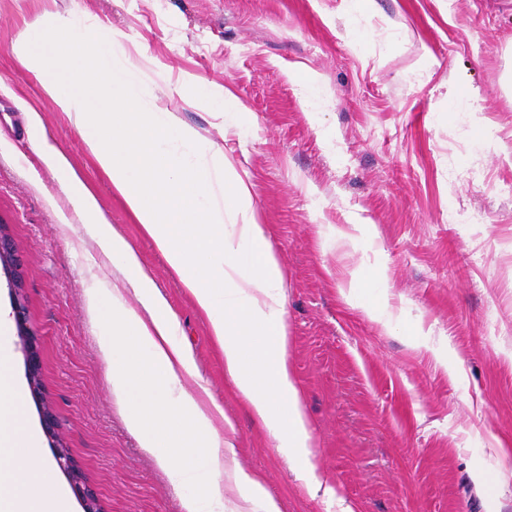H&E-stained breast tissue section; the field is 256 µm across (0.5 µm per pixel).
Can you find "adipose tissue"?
<instances>
[{
    "label": "adipose tissue",
    "instance_id": "1",
    "mask_svg": "<svg viewBox=\"0 0 512 512\" xmlns=\"http://www.w3.org/2000/svg\"><path fill=\"white\" fill-rule=\"evenodd\" d=\"M24 65L80 131L96 164L137 224L165 259L171 275L205 318L224 354L233 392L281 450L311 496H334L311 462L312 429L288 361L285 277L260 224L250 176L223 150L203 141L175 113L151 107L153 92L131 79L133 63L119 33L99 22L54 17L34 23L23 39ZM43 163L62 176L75 212L122 279L96 300L109 339L104 353L118 393L135 389L128 416L144 448L177 485L193 483L185 512L223 503L224 484L247 490L260 512H281L258 479L234 466L221 430L226 416L208 388L181 387L195 377L189 350L173 340L178 321L137 251L99 216L92 191L46 136L36 140ZM133 293L139 310L123 303ZM22 392L0 370V512H71L66 491L48 473L31 470L39 444L26 421Z\"/></svg>",
    "mask_w": 512,
    "mask_h": 512
}]
</instances>
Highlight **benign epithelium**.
I'll list each match as a JSON object with an SVG mask.
<instances>
[{
  "label": "benign epithelium",
  "instance_id": "obj_1",
  "mask_svg": "<svg viewBox=\"0 0 512 512\" xmlns=\"http://www.w3.org/2000/svg\"><path fill=\"white\" fill-rule=\"evenodd\" d=\"M22 259L14 240L0 225V271L8 278L9 288L13 295V315L16 321L18 335L22 342V350L30 363L28 383L31 392L39 396L42 394L41 378L36 361V346L38 330L30 325L26 316L25 282L21 275ZM42 418L48 433L56 439L55 462L66 473L73 485L77 488L83 512H102L96 496L82 484L81 477L75 468L68 448L62 440L58 439L55 418L52 410L42 406Z\"/></svg>",
  "mask_w": 512,
  "mask_h": 512
}]
</instances>
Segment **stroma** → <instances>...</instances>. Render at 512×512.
Segmentation results:
<instances>
[{"instance_id":"obj_1","label":"stroma","mask_w":512,"mask_h":512,"mask_svg":"<svg viewBox=\"0 0 512 512\" xmlns=\"http://www.w3.org/2000/svg\"><path fill=\"white\" fill-rule=\"evenodd\" d=\"M47 13L120 31L157 106L249 173L287 282L288 358L323 481L354 512H512V0H374L368 11L351 0H0V224L25 259L44 402L5 286L0 314L39 430L35 464L68 484L45 403L103 512H185L194 492L126 423L131 403L113 388L90 308L121 273L39 159L30 112L177 313L174 340L199 374L182 387L207 386L223 405L239 466L282 512H338L228 393L206 323L21 63L20 35ZM228 90L240 108L223 107ZM479 124L492 134L484 148ZM353 224L371 225L370 240L346 239ZM382 279L375 319L363 305Z\"/></svg>"}]
</instances>
